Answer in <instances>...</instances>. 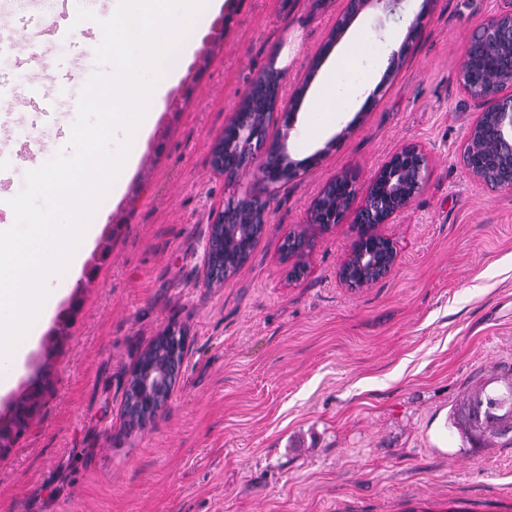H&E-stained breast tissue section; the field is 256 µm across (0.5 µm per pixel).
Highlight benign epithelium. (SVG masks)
<instances>
[{"label":"benign epithelium","mask_w":512,"mask_h":512,"mask_svg":"<svg viewBox=\"0 0 512 512\" xmlns=\"http://www.w3.org/2000/svg\"><path fill=\"white\" fill-rule=\"evenodd\" d=\"M405 0H349V6L340 20L336 22L333 38L337 39L353 21L369 7L377 8L386 15L395 14ZM418 22H413L398 51L392 53L389 71L396 70L417 34ZM487 41H504L512 44V12L500 14L489 20L476 32ZM512 82L506 80L499 70L474 68L466 72L463 86L471 92L481 91L473 99L483 103L490 111L478 114L470 137H475L484 127L485 118L492 119L494 137L503 146L512 148V94L501 95L505 86ZM303 88L295 89L288 103H283L281 94H268L260 102L261 108L280 118L279 135L275 145L268 144V129L263 124L247 123L239 120V112H234L224 126L223 135L211 146V164L215 171L230 177L255 168L262 174L263 180L270 186H280L288 177L299 175L301 164L293 160L288 150V139L295 129L298 105ZM275 152L280 158V167L274 168L268 162V154ZM463 161L471 174L480 182L494 184L502 188H512V175L498 177L497 172L471 163L469 148H464ZM428 170V160L423 149L415 144L406 145L386 161L374 175L371 184H380L381 189L368 188L364 197H359L357 180L348 174L339 175L330 180L315 197L309 207L308 223L322 229H333L341 224L355 227V238L350 250L338 271L342 284L353 289L363 288L384 277L394 267L398 255L390 238L383 235L380 228L390 223L397 212L409 204L416 188L420 187ZM251 197L244 191L227 198L224 208L217 212L211 227L222 226L237 210L241 200ZM211 247H206L203 260V278L209 286L224 285V273L214 266ZM162 345L171 352V359L165 365L168 379L177 380L184 356L179 347L186 346L185 337L174 331H168L161 337ZM166 404L163 394L154 398H145L136 393L129 400L128 410L133 425L142 426L152 419ZM35 406L28 404L27 409L15 408L0 414V448L14 446L25 432Z\"/></svg>","instance_id":"benign-epithelium-1"}]
</instances>
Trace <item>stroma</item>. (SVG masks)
Segmentation results:
<instances>
[{
    "label": "stroma",
    "mask_w": 512,
    "mask_h": 512,
    "mask_svg": "<svg viewBox=\"0 0 512 512\" xmlns=\"http://www.w3.org/2000/svg\"><path fill=\"white\" fill-rule=\"evenodd\" d=\"M46 0L12 7L0 36L39 38L64 93L47 87L55 122L36 123L34 63L0 48V88L12 95V156L0 206L32 164L68 149L79 93L96 70L83 44L94 23ZM347 0H225L224 38L204 64L187 58L119 200L105 199L92 247L96 278L53 357L39 341L0 412L44 360L50 387L17 444L0 453V512H512V445L459 450L448 413L469 392L512 372V189L478 182L462 149L479 107L459 82L472 35L512 0H406L401 17L369 8L351 25L375 77L354 110L315 133L306 112L288 140L303 168L274 189L250 171L210 165L250 84L286 70L284 95L317 88L313 63ZM79 36L65 37L72 23ZM419 28L401 70L388 43ZM421 145L428 171L382 231L399 259L388 276L350 289L337 270L351 225L316 231L305 274L292 279L280 246L302 227L334 176L360 189L404 145ZM317 163H310L311 155ZM250 189L270 222L250 259L217 288L202 266L212 215ZM186 337L165 408L131 429L123 418L130 372L156 336Z\"/></svg>",
    "instance_id": "35a3bbf8"
}]
</instances>
